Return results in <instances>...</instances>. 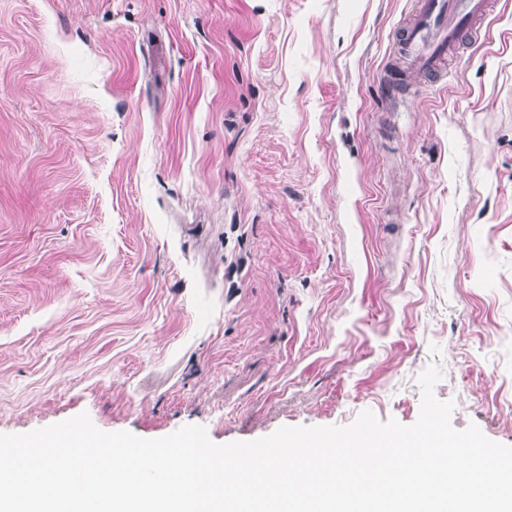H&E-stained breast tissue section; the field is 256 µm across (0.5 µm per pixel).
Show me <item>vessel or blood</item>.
Here are the masks:
<instances>
[{
    "label": "vessel or blood",
    "mask_w": 512,
    "mask_h": 512,
    "mask_svg": "<svg viewBox=\"0 0 512 512\" xmlns=\"http://www.w3.org/2000/svg\"><path fill=\"white\" fill-rule=\"evenodd\" d=\"M496 5L497 0H415V10L397 29L393 45L407 77H438L466 43L481 37Z\"/></svg>",
    "instance_id": "obj_1"
}]
</instances>
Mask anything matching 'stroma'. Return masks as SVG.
I'll list each match as a JSON object with an SVG mask.
<instances>
[{"mask_svg":"<svg viewBox=\"0 0 512 512\" xmlns=\"http://www.w3.org/2000/svg\"><path fill=\"white\" fill-rule=\"evenodd\" d=\"M412 0H0V434L218 444L365 410L512 446V0L436 84Z\"/></svg>","mask_w":512,"mask_h":512,"instance_id":"1","label":"stroma"}]
</instances>
